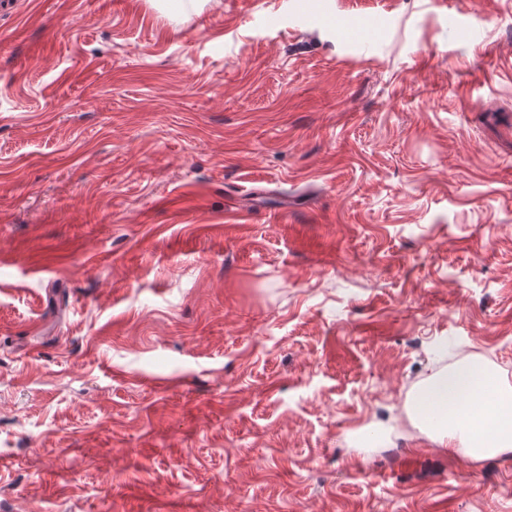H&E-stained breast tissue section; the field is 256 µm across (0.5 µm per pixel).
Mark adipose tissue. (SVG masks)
I'll use <instances>...</instances> for the list:
<instances>
[{
    "mask_svg": "<svg viewBox=\"0 0 512 512\" xmlns=\"http://www.w3.org/2000/svg\"><path fill=\"white\" fill-rule=\"evenodd\" d=\"M445 407L436 442L449 453L481 460L512 451V389L476 363L435 377L419 396Z\"/></svg>",
    "mask_w": 512,
    "mask_h": 512,
    "instance_id": "ef3b65f1",
    "label": "adipose tissue"
}]
</instances>
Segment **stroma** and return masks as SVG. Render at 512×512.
Masks as SVG:
<instances>
[{"label":"stroma","instance_id":"1","mask_svg":"<svg viewBox=\"0 0 512 512\" xmlns=\"http://www.w3.org/2000/svg\"><path fill=\"white\" fill-rule=\"evenodd\" d=\"M183 2L0 14V512H512V0ZM495 385L498 378L468 362L435 377L419 395L420 404L432 399L445 406L435 441L449 454L481 460L512 451V389ZM488 390L495 397L493 408L486 402Z\"/></svg>","mask_w":512,"mask_h":512}]
</instances>
